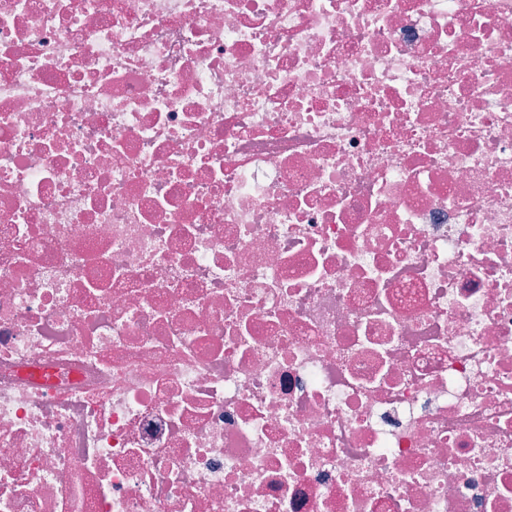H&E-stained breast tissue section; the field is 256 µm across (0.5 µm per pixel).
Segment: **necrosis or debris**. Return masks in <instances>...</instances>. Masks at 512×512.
<instances>
[{"instance_id":"necrosis-or-debris-1","label":"necrosis or debris","mask_w":512,"mask_h":512,"mask_svg":"<svg viewBox=\"0 0 512 512\" xmlns=\"http://www.w3.org/2000/svg\"><path fill=\"white\" fill-rule=\"evenodd\" d=\"M0 512H512V0H0Z\"/></svg>"}]
</instances>
